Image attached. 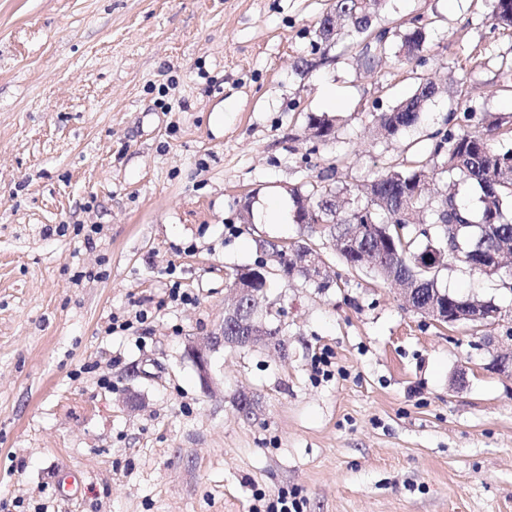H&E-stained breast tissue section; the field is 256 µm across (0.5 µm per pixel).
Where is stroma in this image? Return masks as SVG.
Instances as JSON below:
<instances>
[{
  "label": "stroma",
  "instance_id": "1",
  "mask_svg": "<svg viewBox=\"0 0 512 512\" xmlns=\"http://www.w3.org/2000/svg\"><path fill=\"white\" fill-rule=\"evenodd\" d=\"M330 0H0V503L10 512H512V292L463 267L450 293L495 324L441 328L312 240L333 285L269 277L279 354L218 347L213 391L187 354L224 320L235 268L308 239L254 211L338 165L340 183L425 154L467 99L512 127V30L490 0H390L396 36L428 20L426 63L309 55ZM416 125L374 117L420 81ZM336 88L335 104L321 95ZM335 117L319 141L308 114ZM98 224L86 242L78 225ZM195 304L174 306L172 283ZM152 321L105 335L111 316ZM329 352L333 374L318 375ZM253 393L251 418L236 406ZM79 472L69 498L55 473Z\"/></svg>",
  "mask_w": 512,
  "mask_h": 512
}]
</instances>
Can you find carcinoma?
Instances as JSON below:
<instances>
[{
    "label": "carcinoma",
    "mask_w": 512,
    "mask_h": 512,
    "mask_svg": "<svg viewBox=\"0 0 512 512\" xmlns=\"http://www.w3.org/2000/svg\"><path fill=\"white\" fill-rule=\"evenodd\" d=\"M387 0H333L316 21L311 40V54L322 47L338 43L340 31L348 27L360 37L359 57L368 59L371 52L387 56L390 29L374 27L386 8ZM492 19L512 28V0H493ZM399 62L424 63L427 51V24L415 19V26L400 36ZM433 94L432 83L421 82L415 92L389 112L377 117L379 135L389 137L414 126ZM463 122L454 123L434 135L428 153L414 165L403 169L378 172L362 183L336 189L325 183L337 175V166L305 195L293 193L296 223L304 226L307 236L332 239L347 236L356 229L353 240L358 253L366 256L361 270L372 273L386 284L398 279L408 281L429 295V289L441 287L440 272L423 268L418 256L432 246L443 253L447 267L465 264L473 251L470 237L479 231L478 245L486 250H501L512 242V221L505 219V209L512 207V145L507 136L512 128L502 129L498 119L485 114L477 122L466 103ZM308 125L314 137L328 140L335 130V119L327 115H309ZM442 170L453 179L440 186L434 172ZM470 183L481 191L482 206L471 211L458 197V185ZM314 224H327L319 231ZM296 245H269L265 254L275 259L285 280L302 276L295 268Z\"/></svg>",
    "instance_id": "cac0c4a2"
}]
</instances>
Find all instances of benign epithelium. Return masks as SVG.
Returning a JSON list of instances; mask_svg holds the SVG:
<instances>
[{
  "label": "benign epithelium",
  "mask_w": 512,
  "mask_h": 512,
  "mask_svg": "<svg viewBox=\"0 0 512 512\" xmlns=\"http://www.w3.org/2000/svg\"><path fill=\"white\" fill-rule=\"evenodd\" d=\"M298 265L309 278L317 280L324 276L325 262L314 249H301L297 257ZM266 274L263 270L244 275L230 293V304L224 309V326L215 336H208L191 342L189 351L198 371L204 389L212 388L209 371L210 352L220 345L230 347H253L285 352V344L278 334L270 333L259 313L265 305ZM438 326L450 327L469 325L482 327L495 323L501 313V307L493 302L474 299L458 301L448 294L438 292L426 304L415 308Z\"/></svg>",
  "instance_id": "7a95c632"
}]
</instances>
